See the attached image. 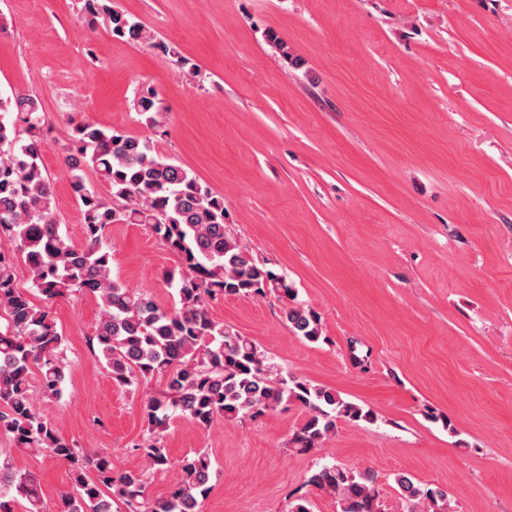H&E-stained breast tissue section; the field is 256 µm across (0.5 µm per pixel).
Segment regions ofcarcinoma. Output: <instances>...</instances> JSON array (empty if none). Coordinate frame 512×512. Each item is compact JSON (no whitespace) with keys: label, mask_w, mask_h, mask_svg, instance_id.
Returning <instances> with one entry per match:
<instances>
[{"label":"carcinoma","mask_w":512,"mask_h":512,"mask_svg":"<svg viewBox=\"0 0 512 512\" xmlns=\"http://www.w3.org/2000/svg\"><path fill=\"white\" fill-rule=\"evenodd\" d=\"M90 20L103 16L112 36L157 47L141 22L112 7V0H82ZM139 111L158 125L160 109L149 89ZM46 117L27 94L0 96V433L20 450L46 451L67 463L73 491L61 495L63 512H198L210 490L211 461L204 452L183 460L167 496L151 499L143 471H116L111 459L90 455L66 442L37 410L30 380L39 373L42 393L56 396L70 370L62 356L65 338L56 329L50 304L73 293L100 301L101 316L91 348L122 387L148 386L161 378L165 390L147 398V433L135 445L149 467L168 468L162 442L169 413L180 412L210 427L219 421L255 419L282 405L308 411L288 447L309 454L336 430L337 420L371 422L374 414L343 400L336 391L300 377H284L250 338L214 320L210 303L229 296L264 298L292 289L242 248L224 224V197L160 154L152 141L89 123L72 127L64 164L74 195L83 205L80 246L61 234L53 193L42 168ZM26 125L27 138L17 131ZM93 172L110 189L105 199L89 185ZM111 224H147L179 266L166 273L176 304L165 309L152 297L114 280L112 254L103 238ZM22 259L45 305L17 287L14 263ZM296 336L321 338V317L296 304L284 309ZM402 512H448V492L395 476ZM306 484L336 499L339 512H385L377 476L339 463L309 471ZM46 512L40 484L30 472L0 460V512Z\"/></svg>","instance_id":"1"}]
</instances>
